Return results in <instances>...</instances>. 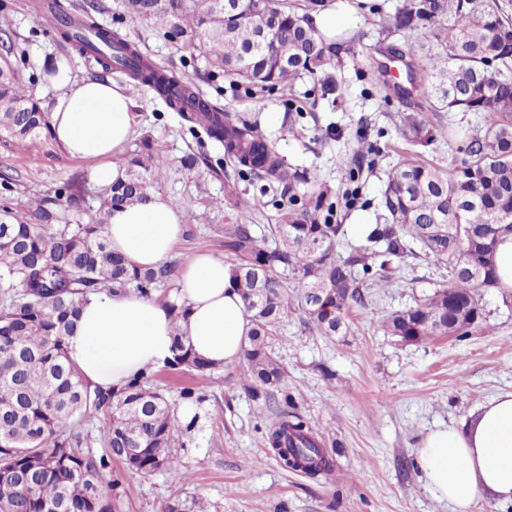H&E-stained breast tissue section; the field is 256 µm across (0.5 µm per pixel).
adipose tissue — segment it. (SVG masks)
I'll use <instances>...</instances> for the list:
<instances>
[{
  "label": "adipose tissue",
  "mask_w": 512,
  "mask_h": 512,
  "mask_svg": "<svg viewBox=\"0 0 512 512\" xmlns=\"http://www.w3.org/2000/svg\"><path fill=\"white\" fill-rule=\"evenodd\" d=\"M51 111L54 139L73 158H99L93 174L103 183L123 177L116 155L132 133L134 102L114 80L60 76ZM105 233L114 251L134 266L154 267L183 233L182 215L160 194L112 211ZM180 331L198 356L217 365L238 361L251 330L246 304L228 265L208 250L180 264L176 286L160 301L134 293H99L83 304L66 339L67 355L91 386L121 389L135 374L163 366ZM416 462L431 495L451 512H472L483 498L512 503V391L499 393L461 426L431 431Z\"/></svg>",
  "instance_id": "obj_1"
}]
</instances>
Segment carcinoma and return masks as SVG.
<instances>
[{"mask_svg": "<svg viewBox=\"0 0 512 512\" xmlns=\"http://www.w3.org/2000/svg\"><path fill=\"white\" fill-rule=\"evenodd\" d=\"M55 15L57 33L80 53L152 88L182 112L190 129L224 146V158L238 175L280 191V222L269 243L249 225L251 202L241 198L237 183L224 184L225 197L240 209V223L224 230V253L251 312L241 388L252 401H267L283 378L269 344L288 308L290 277L301 285L308 325L322 336H344L350 310L366 301L367 284L358 271L368 273L369 261L382 258L373 276L381 286L391 260L419 249L448 263V285L387 317L385 332L416 343L436 336L461 339L480 327L479 289L495 287V249L512 233V21L500 5L403 0L388 20L395 32L430 29L437 46L425 63L413 43L390 44L385 52L403 58L406 69L408 86L394 85L406 104L399 115L402 134L417 139L423 133L418 109L474 112L481 125L457 133L466 154L459 165L409 161L395 167L383 191L389 222L368 226L366 244L345 256L336 252L341 225L323 215L328 193L301 191L316 177L289 167L255 124L211 106L173 71L145 59L119 31L96 25L92 12L80 18L60 9ZM270 15L277 19L278 40L262 47L256 36ZM149 21L184 40L210 71L260 90L284 89L320 72L322 94H333L339 84L324 73L330 58L355 53L360 41L327 39L309 14L281 0H237L230 13L209 0H129V24ZM50 131L48 114L25 94L17 70L0 66V138L23 145ZM152 160L150 154L128 158L125 178L112 183L103 209L75 224L56 223L55 212L43 205L29 214L5 209L10 221L0 222V512H51L61 501L74 512H120L125 488L114 463L139 474L177 469L175 437L196 421H182L178 408L197 406L206 395L184 388L172 396L155 385L156 371L150 369L119 390L92 388L66 349L90 295L133 289L148 296L175 275L171 264L129 265L112 251L104 230L111 211L146 199ZM313 289L323 290L318 305L308 300ZM172 354L166 363L171 369L186 367L202 377L215 370L188 351L177 332ZM277 409L267 441L281 466L310 476L328 471L332 460L288 391L279 390ZM100 416L106 426L94 436L84 425ZM18 469L31 484L15 483Z\"/></svg>", "mask_w": 512, "mask_h": 512, "instance_id": "1", "label": "carcinoma"}]
</instances>
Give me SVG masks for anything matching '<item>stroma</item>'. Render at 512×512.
Wrapping results in <instances>:
<instances>
[{
    "mask_svg": "<svg viewBox=\"0 0 512 512\" xmlns=\"http://www.w3.org/2000/svg\"><path fill=\"white\" fill-rule=\"evenodd\" d=\"M39 0H0V62L10 61L25 92L51 110L60 89L45 75L49 63L65 61L71 79L104 77L125 84L137 104L134 134L123 148L130 157L142 146L164 157L148 174L151 192L166 197L185 215V231L171 260L180 263L197 248L224 255V230L238 223V210L224 200L230 168L224 150L203 132H191L179 112L149 87L124 73L104 72L92 56H82L33 18ZM96 21L120 33L157 65L191 78L195 91L223 111L256 123L273 141L287 165L313 173L317 189L345 190L351 149L364 144L374 157L359 175L363 203L338 206L332 223L344 229L336 250L347 254L364 245L363 226L387 221L381 199L393 166L417 158L442 166L459 164L457 140L438 137L447 123L475 124L474 114L424 112L426 136L414 141L400 134L403 109L386 76L380 75L381 47L405 43L387 36L383 17L402 0H324L336 14V30L362 33L356 55L344 56L333 73L340 90L322 95L310 77L290 91H248L224 76H207L204 60L192 59L183 42L145 22L129 26L127 0H97ZM310 109L288 116L289 105ZM198 162L188 167L186 155ZM95 162L70 158L52 136L15 147L0 139V208L25 211L55 190L70 187L84 210L97 211L107 188L91 178ZM239 189L253 204L250 223L269 237L277 224L276 193L260 180L240 179ZM391 283L366 289V304L354 307L345 336H323L306 323L297 285L288 288V310L269 351L284 371L283 388L295 396L302 415L321 437L334 461L315 478L284 469L265 434L274 408L253 403L241 390L243 362L224 365L208 381L188 369L159 368L157 382L176 392L204 387L208 399L196 408L194 428L180 436L172 453L178 473H125L122 512H448L428 492L416 464L424 437L443 425L476 414L493 397L512 390V291L480 289L486 320L464 339L432 338L403 343L386 335L382 323L394 311L425 302L448 282V266L420 254L394 261ZM187 471L191 480L180 479Z\"/></svg>",
    "mask_w": 512,
    "mask_h": 512,
    "instance_id": "stroma-1",
    "label": "stroma"
}]
</instances>
